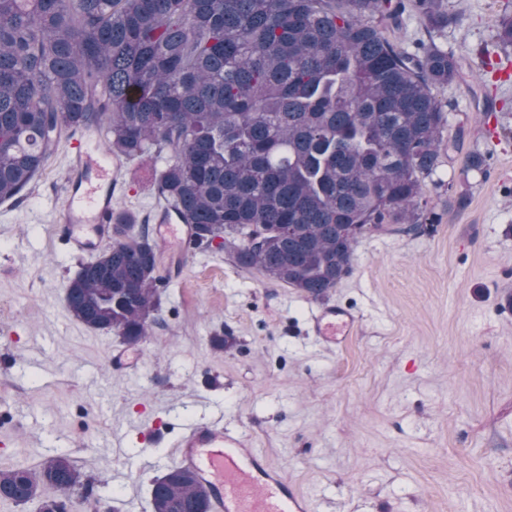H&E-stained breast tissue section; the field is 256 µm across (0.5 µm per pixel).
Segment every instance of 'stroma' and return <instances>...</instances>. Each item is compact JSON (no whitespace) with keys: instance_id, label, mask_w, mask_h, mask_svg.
Wrapping results in <instances>:
<instances>
[{"instance_id":"stroma-1","label":"stroma","mask_w":512,"mask_h":512,"mask_svg":"<svg viewBox=\"0 0 512 512\" xmlns=\"http://www.w3.org/2000/svg\"><path fill=\"white\" fill-rule=\"evenodd\" d=\"M458 25L428 32L405 11L390 40H431L463 64L438 90L444 136L461 138L425 181L430 231L369 233L324 300L356 332L328 349L309 332L317 306L213 246L159 253L160 311L113 371L121 337L67 310L80 260L53 242L65 191L60 143L29 194L0 203L1 467L69 456L85 497L53 488L64 512H152L180 423L209 407L247 430L316 512H512V54L494 50L512 0H448ZM492 48L481 68L478 47ZM489 154L483 168L467 155ZM165 161H128L118 206L149 220Z\"/></svg>"}]
</instances>
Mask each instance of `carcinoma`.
<instances>
[{
    "label": "carcinoma",
    "mask_w": 512,
    "mask_h": 512,
    "mask_svg": "<svg viewBox=\"0 0 512 512\" xmlns=\"http://www.w3.org/2000/svg\"><path fill=\"white\" fill-rule=\"evenodd\" d=\"M429 31L444 0H0V201L20 200L74 129L133 160L167 152L155 191L196 242L319 298L370 231L432 223L425 179L448 117L435 91L461 77L433 42L385 31L406 8ZM377 22H371V19ZM496 42L512 48V14ZM156 244L117 210L112 243L65 289L71 315L139 343L156 321ZM66 455L0 469V498L83 496ZM152 512H209L188 470L152 482Z\"/></svg>",
    "instance_id": "carcinoma-1"
}]
</instances>
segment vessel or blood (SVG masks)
Returning a JSON list of instances; mask_svg holds the SVG:
<instances>
[{"mask_svg":"<svg viewBox=\"0 0 512 512\" xmlns=\"http://www.w3.org/2000/svg\"><path fill=\"white\" fill-rule=\"evenodd\" d=\"M57 240L68 253L89 255L110 239L113 196L121 163L98 149L97 137L80 135L72 144ZM153 235L168 252L190 235L173 210L162 212ZM310 330L329 347L345 343L357 318L351 309L325 304L312 311ZM174 461L192 471L209 495V512H315V502L259 453L245 430L225 424L223 414L182 424Z\"/></svg>","mask_w":512,"mask_h":512,"instance_id":"vessel-or-blood-1","label":"vessel or blood"}]
</instances>
